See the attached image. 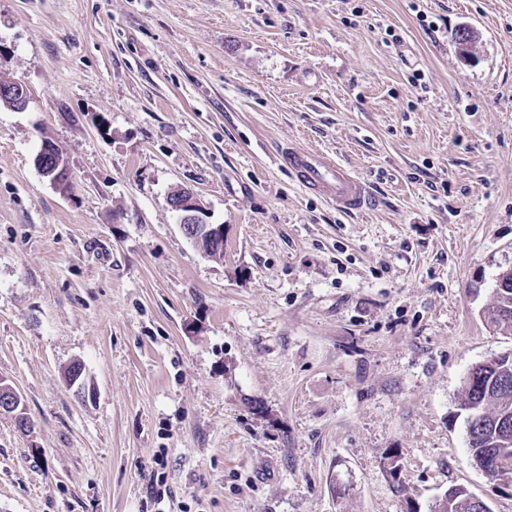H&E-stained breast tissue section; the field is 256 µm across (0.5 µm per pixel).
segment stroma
Listing matches in <instances>:
<instances>
[{
    "label": "stroma",
    "instance_id": "obj_1",
    "mask_svg": "<svg viewBox=\"0 0 512 512\" xmlns=\"http://www.w3.org/2000/svg\"><path fill=\"white\" fill-rule=\"evenodd\" d=\"M1 80L29 98L0 106V377L32 430L0 415V512H430L458 484L512 512L458 413L512 352L482 317L512 267V0H0ZM291 144L377 208L303 191ZM36 166L58 186L61 191H66L67 169L63 156L58 148L51 143H46L36 156ZM277 162L288 167L302 188L325 198L343 213H362L374 205L370 189L360 178L320 150L288 145L278 152ZM170 206L181 217V226L184 234L194 241L202 252H207L223 240L222 232L207 228L201 217L204 208L198 198L190 191H184L170 199Z\"/></svg>",
    "mask_w": 512,
    "mask_h": 512
}]
</instances>
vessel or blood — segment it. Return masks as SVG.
Wrapping results in <instances>:
<instances>
[{"instance_id": "b4317fda", "label": "vessel or blood", "mask_w": 512, "mask_h": 512, "mask_svg": "<svg viewBox=\"0 0 512 512\" xmlns=\"http://www.w3.org/2000/svg\"><path fill=\"white\" fill-rule=\"evenodd\" d=\"M277 160L288 167L302 188L325 198L341 212L361 213L374 205L370 189L360 178L322 151L290 146L278 152Z\"/></svg>"}]
</instances>
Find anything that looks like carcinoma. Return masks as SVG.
I'll return each instance as SVG.
<instances>
[{"instance_id": "carcinoma-1", "label": "carcinoma", "mask_w": 512, "mask_h": 512, "mask_svg": "<svg viewBox=\"0 0 512 512\" xmlns=\"http://www.w3.org/2000/svg\"><path fill=\"white\" fill-rule=\"evenodd\" d=\"M511 286L495 289V301L487 310L489 323L497 330L512 335V275ZM459 411L481 415L482 425L467 432L468 449L474 463L494 481L500 480L503 468L493 465L490 457L502 432V416L512 422V362L496 368L477 364L463 377V393ZM472 494L462 485H452L436 501L432 512H475Z\"/></svg>"}]
</instances>
